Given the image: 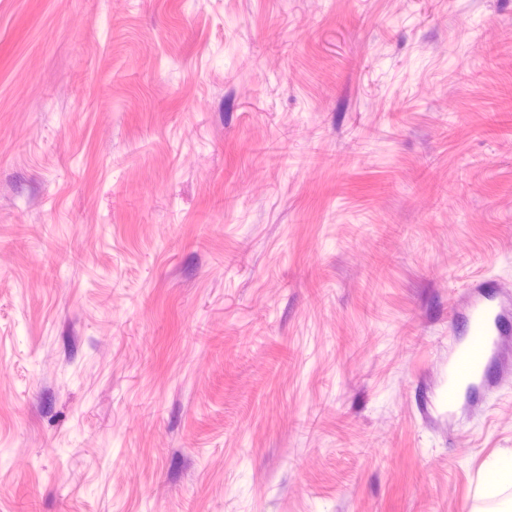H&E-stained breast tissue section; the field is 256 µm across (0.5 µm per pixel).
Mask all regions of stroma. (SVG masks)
Instances as JSON below:
<instances>
[{"mask_svg": "<svg viewBox=\"0 0 512 512\" xmlns=\"http://www.w3.org/2000/svg\"><path fill=\"white\" fill-rule=\"evenodd\" d=\"M512 0H0V512H483ZM484 292L472 299L469 313L466 317L469 334L465 344L460 342L453 350V362L448 371V384L456 388L459 394L467 395L479 389V386L489 381V368L498 349V336H505L507 318L499 301V285L496 280L488 279L482 282ZM474 352L477 363L471 372L461 381H456L453 364L456 356Z\"/></svg>", "mask_w": 512, "mask_h": 512, "instance_id": "stroma-1", "label": "stroma"}]
</instances>
